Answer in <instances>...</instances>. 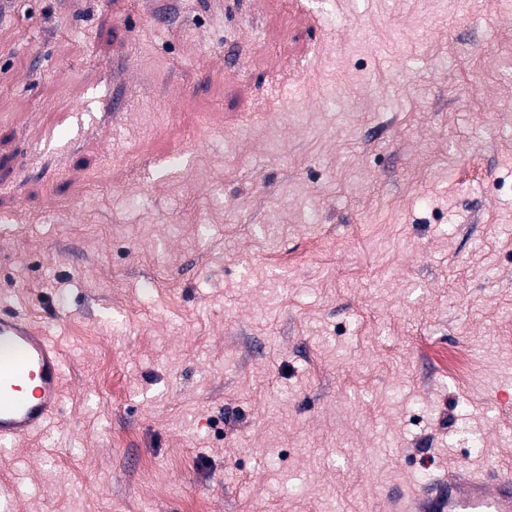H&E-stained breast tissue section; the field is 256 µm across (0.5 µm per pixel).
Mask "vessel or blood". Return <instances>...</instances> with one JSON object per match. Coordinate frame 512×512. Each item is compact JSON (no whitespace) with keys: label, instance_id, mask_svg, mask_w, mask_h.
Instances as JSON below:
<instances>
[{"label":"vessel or blood","instance_id":"obj_1","mask_svg":"<svg viewBox=\"0 0 512 512\" xmlns=\"http://www.w3.org/2000/svg\"><path fill=\"white\" fill-rule=\"evenodd\" d=\"M65 362L42 328L18 311L0 310V444L8 445L43 427L60 410ZM495 479L452 475L448 493L429 502L430 512H512V470L496 468Z\"/></svg>","mask_w":512,"mask_h":512}]
</instances>
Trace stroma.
Here are the masks:
<instances>
[{
	"label": "stroma",
	"mask_w": 512,
	"mask_h": 512,
	"mask_svg": "<svg viewBox=\"0 0 512 512\" xmlns=\"http://www.w3.org/2000/svg\"><path fill=\"white\" fill-rule=\"evenodd\" d=\"M1 306L66 362L10 512L512 465V0H0Z\"/></svg>",
	"instance_id": "obj_1"
}]
</instances>
